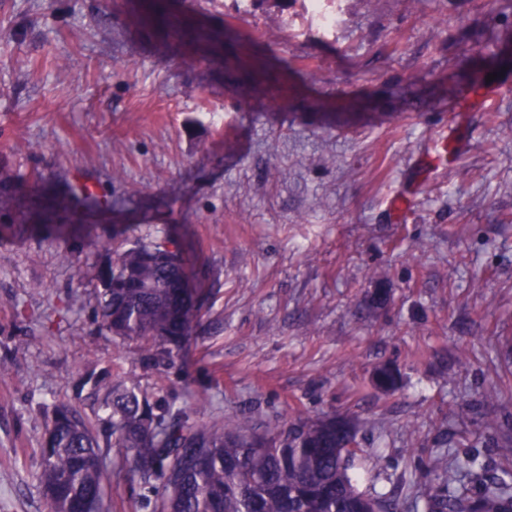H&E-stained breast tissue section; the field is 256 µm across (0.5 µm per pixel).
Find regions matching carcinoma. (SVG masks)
Returning <instances> with one entry per match:
<instances>
[{
	"label": "carcinoma",
	"instance_id": "1",
	"mask_svg": "<svg viewBox=\"0 0 512 512\" xmlns=\"http://www.w3.org/2000/svg\"><path fill=\"white\" fill-rule=\"evenodd\" d=\"M0 204L27 209L45 222L65 210L63 200L18 195L0 185ZM104 329L140 344L141 359L171 358L196 318L185 291L189 276L176 251L164 243L136 242L112 249L97 275ZM95 393L110 409L98 431L72 407L57 409L41 446L39 484L47 512H107L103 448L127 450L133 476L160 482L153 512H398L392 494H368L350 474L354 424L336 429V416L299 418L288 429L253 417L197 422L165 397L151 399L136 386L96 379ZM430 493L421 512H512V468L479 478L477 458L427 463Z\"/></svg>",
	"mask_w": 512,
	"mask_h": 512
}]
</instances>
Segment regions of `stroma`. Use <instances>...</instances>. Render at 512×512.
Masks as SVG:
<instances>
[{
	"label": "stroma",
	"instance_id": "35a3bbf8",
	"mask_svg": "<svg viewBox=\"0 0 512 512\" xmlns=\"http://www.w3.org/2000/svg\"><path fill=\"white\" fill-rule=\"evenodd\" d=\"M327 6L331 28L308 0H0V181L41 172L71 227L0 210V512H46L56 408L105 416L91 369L204 421L350 416L359 489L400 512L431 456L512 464V66L485 62L512 9ZM460 61L479 90L450 82ZM110 240L188 266L197 317L167 366L95 313ZM125 456L107 451L111 512H152Z\"/></svg>",
	"mask_w": 512,
	"mask_h": 512
}]
</instances>
